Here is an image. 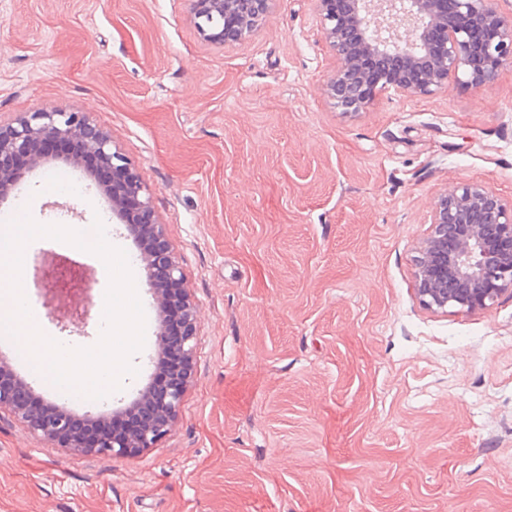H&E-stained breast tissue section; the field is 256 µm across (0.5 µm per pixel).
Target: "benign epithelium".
<instances>
[{
	"label": "benign epithelium",
	"instance_id": "benign-epithelium-1",
	"mask_svg": "<svg viewBox=\"0 0 512 512\" xmlns=\"http://www.w3.org/2000/svg\"><path fill=\"white\" fill-rule=\"evenodd\" d=\"M200 19H225L212 42L234 45L263 21L274 0H191ZM324 36L336 57L326 93L342 113L365 111L370 69L385 72L376 90L425 96L459 76L479 89L505 64H512V13L495 0H313ZM71 149L65 164L86 168L94 159L112 172L102 189L112 211L123 219L128 236L151 244L141 255L149 290L157 307H175L181 321L174 350L179 361L166 382L152 393L142 389L122 411L139 415L126 432L82 433L66 413L33 410L19 401L15 387L0 376V410L10 411L30 433L74 453L93 451L106 458L132 456L152 448L170 432L191 376L197 311L182 267L151 205L150 194L111 137L83 112L43 111L0 124V200L12 190L15 163L44 162L40 146ZM430 233L414 259L416 296L433 311L487 310L512 296V198L477 182H460L439 194L429 215ZM51 298L76 297L75 318L86 316L87 281L82 267L56 263L42 271Z\"/></svg>",
	"mask_w": 512,
	"mask_h": 512
}]
</instances>
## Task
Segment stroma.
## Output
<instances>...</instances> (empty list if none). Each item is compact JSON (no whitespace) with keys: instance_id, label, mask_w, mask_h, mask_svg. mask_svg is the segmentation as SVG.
Returning <instances> with one entry per match:
<instances>
[{"instance_id":"35a3bbf8","label":"stroma","mask_w":512,"mask_h":512,"mask_svg":"<svg viewBox=\"0 0 512 512\" xmlns=\"http://www.w3.org/2000/svg\"><path fill=\"white\" fill-rule=\"evenodd\" d=\"M336 61L313 0H276L243 42L204 38L190 0H0V121L87 113L147 187L198 310L169 434L136 455L72 453L0 413V512H512V299L434 312L413 259L436 197L482 181L512 198V65L379 92L338 112ZM102 219L135 260L153 379L160 312L140 247L102 189L66 165L25 169L0 219ZM84 322L38 326L95 345Z\"/></svg>"}]
</instances>
